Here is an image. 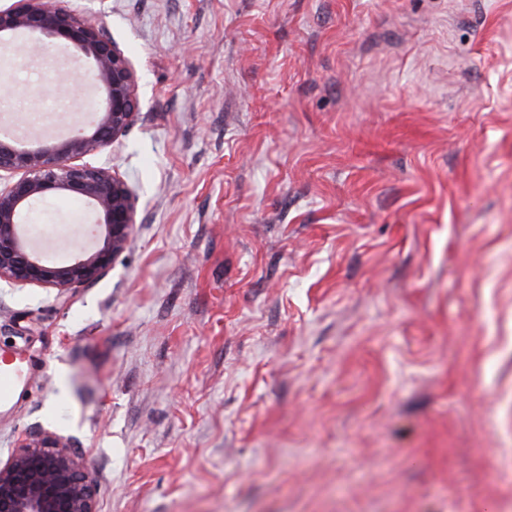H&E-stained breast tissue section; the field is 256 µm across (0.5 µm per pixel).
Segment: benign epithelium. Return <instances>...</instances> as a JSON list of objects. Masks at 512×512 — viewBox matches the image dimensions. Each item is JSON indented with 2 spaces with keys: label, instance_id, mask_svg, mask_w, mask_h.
Here are the masks:
<instances>
[{
  "label": "benign epithelium",
  "instance_id": "7a95c632",
  "mask_svg": "<svg viewBox=\"0 0 512 512\" xmlns=\"http://www.w3.org/2000/svg\"><path fill=\"white\" fill-rule=\"evenodd\" d=\"M20 42L37 53H79L98 96L90 117L66 136L23 132L14 113L0 122V282L34 286L62 297L107 276L135 231L138 197L112 168L87 158L111 146L136 120L137 76L102 25L81 16L71 0H12L0 7V48ZM27 58L0 64V94H12L13 71ZM69 196L84 203L90 243L70 258H50L36 241L31 215L40 202ZM0 512H97L96 490L82 462L51 432L25 436L0 462Z\"/></svg>",
  "mask_w": 512,
  "mask_h": 512
}]
</instances>
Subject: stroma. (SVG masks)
<instances>
[{
	"mask_svg": "<svg viewBox=\"0 0 512 512\" xmlns=\"http://www.w3.org/2000/svg\"><path fill=\"white\" fill-rule=\"evenodd\" d=\"M140 109L112 272L0 284V407L98 512H512V0H79ZM86 68L30 58L44 131ZM91 216L31 221L70 257ZM0 362V406H6L18 397L24 372L19 365L7 361L4 354Z\"/></svg>",
	"mask_w": 512,
	"mask_h": 512,
	"instance_id": "35a3bbf8",
	"label": "stroma"
}]
</instances>
